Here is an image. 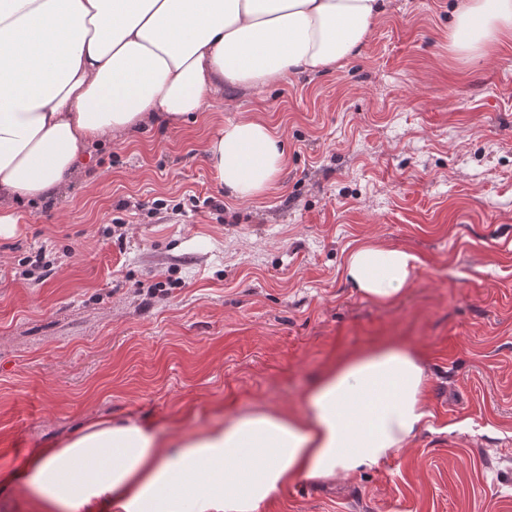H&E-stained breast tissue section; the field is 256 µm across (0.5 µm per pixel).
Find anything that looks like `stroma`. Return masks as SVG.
I'll list each match as a JSON object with an SVG mask.
<instances>
[{
  "label": "stroma",
  "instance_id": "stroma-1",
  "mask_svg": "<svg viewBox=\"0 0 512 512\" xmlns=\"http://www.w3.org/2000/svg\"><path fill=\"white\" fill-rule=\"evenodd\" d=\"M452 23V0H387L341 68L225 89L202 120L87 147L66 198L0 202V479L100 419L177 438L301 410L337 358L394 341L427 365L432 428L260 512H512V39L461 58ZM242 117L288 153L249 201L204 152ZM361 242L421 258L396 301L345 280Z\"/></svg>",
  "mask_w": 512,
  "mask_h": 512
}]
</instances>
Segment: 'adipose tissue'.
I'll return each mask as SVG.
<instances>
[{
  "label": "adipose tissue",
  "mask_w": 512,
  "mask_h": 512,
  "mask_svg": "<svg viewBox=\"0 0 512 512\" xmlns=\"http://www.w3.org/2000/svg\"><path fill=\"white\" fill-rule=\"evenodd\" d=\"M382 0H0V197H66L93 142L178 125L209 98L340 67L367 44ZM512 33V0H459L451 48L476 57ZM205 151L237 199L273 187L280 137L243 117ZM420 259L361 243L344 276L391 303ZM419 353L386 342L340 358L298 413L254 410L185 437L153 424L99 420L37 449L19 491L38 512H260L297 480L378 468L430 425Z\"/></svg>",
  "instance_id": "adipose-tissue-1"
}]
</instances>
